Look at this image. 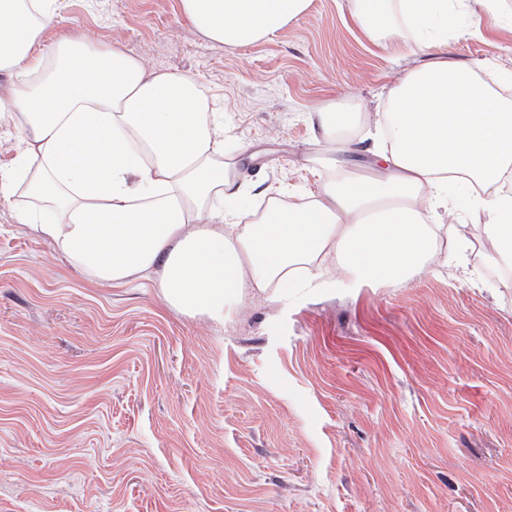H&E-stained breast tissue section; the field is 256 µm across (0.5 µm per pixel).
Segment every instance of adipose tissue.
I'll list each match as a JSON object with an SVG mask.
<instances>
[{"label":"adipose tissue","instance_id":"ef3b65f1","mask_svg":"<svg viewBox=\"0 0 512 512\" xmlns=\"http://www.w3.org/2000/svg\"><path fill=\"white\" fill-rule=\"evenodd\" d=\"M63 0H0V130L17 133L0 197L37 201L15 218L74 271L119 286L158 283L172 310L229 322L250 296L269 302L331 270L357 283H402L447 264L441 213L464 187L483 217L489 258L512 268V99L491 64L450 59L449 35L512 25L501 0H352L371 39L428 52L373 116L318 104L331 151L372 129L378 175L328 165L318 190L256 189L225 153L224 115L198 80L148 68L122 46L80 37L44 45ZM311 0H180L196 33L245 47L297 21Z\"/></svg>","mask_w":512,"mask_h":512}]
</instances>
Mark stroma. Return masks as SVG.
Wrapping results in <instances>:
<instances>
[{
	"instance_id": "35a3bbf8",
	"label": "stroma",
	"mask_w": 512,
	"mask_h": 512,
	"mask_svg": "<svg viewBox=\"0 0 512 512\" xmlns=\"http://www.w3.org/2000/svg\"><path fill=\"white\" fill-rule=\"evenodd\" d=\"M350 0L258 43L193 32L179 0H64L50 45H120L194 75L250 182L317 190L315 105L374 110L426 62L379 44ZM451 59L512 70V29L449 38ZM0 198V512H512V288L467 201L444 224L469 268L332 283L218 327L150 279L73 272Z\"/></svg>"
}]
</instances>
